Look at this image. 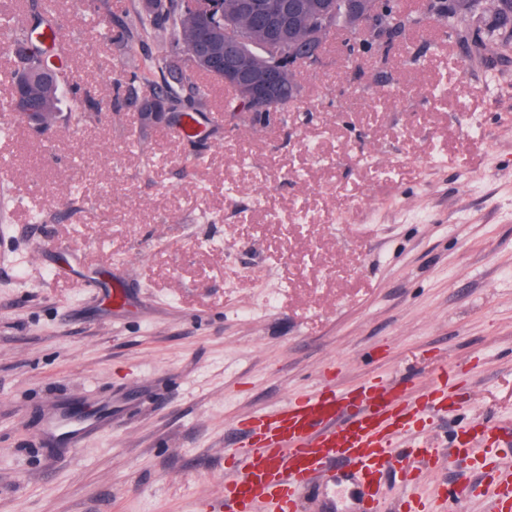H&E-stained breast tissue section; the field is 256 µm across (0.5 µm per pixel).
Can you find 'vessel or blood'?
I'll use <instances>...</instances> for the list:
<instances>
[{
  "mask_svg": "<svg viewBox=\"0 0 512 512\" xmlns=\"http://www.w3.org/2000/svg\"><path fill=\"white\" fill-rule=\"evenodd\" d=\"M454 377L441 368L424 399L408 406L406 382L375 376L353 390L326 386L273 414L249 417L223 496L200 512H302L305 492L329 483L340 462L357 481L360 512H377L374 473L392 457L398 434L447 406ZM48 426L75 447L87 431L63 411L52 413Z\"/></svg>",
  "mask_w": 512,
  "mask_h": 512,
  "instance_id": "obj_1",
  "label": "vessel or blood"
}]
</instances>
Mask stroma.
<instances>
[{"instance_id":"1","label":"stroma","mask_w":512,"mask_h":512,"mask_svg":"<svg viewBox=\"0 0 512 512\" xmlns=\"http://www.w3.org/2000/svg\"><path fill=\"white\" fill-rule=\"evenodd\" d=\"M134 2L57 0L95 108L75 121L65 95L52 139L5 111L0 54V512H198L240 420L374 375L417 401L444 364L422 431L440 456L385 472V506L455 487L454 512H494L487 464L512 470V441L479 424L512 428V24L430 21L382 65L328 52L255 119L215 118L210 81L175 139L122 101L143 57L187 55L123 57L97 26ZM77 401L112 425L72 448L43 420ZM356 509L344 480L304 504Z\"/></svg>"}]
</instances>
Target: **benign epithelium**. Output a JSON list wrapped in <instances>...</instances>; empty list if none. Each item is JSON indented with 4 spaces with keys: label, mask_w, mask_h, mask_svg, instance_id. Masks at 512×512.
I'll return each mask as SVG.
<instances>
[{
    "label": "benign epithelium",
    "mask_w": 512,
    "mask_h": 512,
    "mask_svg": "<svg viewBox=\"0 0 512 512\" xmlns=\"http://www.w3.org/2000/svg\"><path fill=\"white\" fill-rule=\"evenodd\" d=\"M185 11L204 16L209 20L224 19L223 0H182ZM247 11H257L264 15L269 27L286 31L297 24L300 7L291 0H247L243 3ZM331 22L330 14L321 11L316 23L305 30L306 41L311 49L303 55H291L285 51L282 42L272 38L265 46V51L271 59L270 65L263 70H254L245 63V52L233 48V42L214 36L204 42L196 43L192 55L196 60L210 67L222 76V81L232 86L245 106V113L258 115L267 112L279 93L280 67L289 64L292 68H319L324 60L323 41L327 27ZM359 28L365 35L376 43L386 44L388 33L392 26L388 10L378 3L367 7L358 14ZM143 112L141 119L148 124H158L170 118V113L160 110L158 100L148 99L138 103Z\"/></svg>",
    "instance_id": "1"
}]
</instances>
